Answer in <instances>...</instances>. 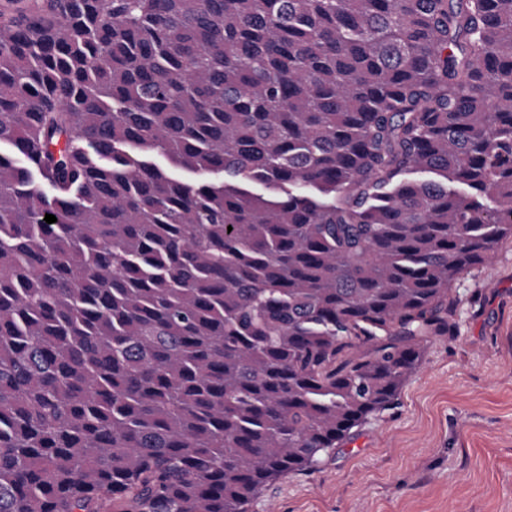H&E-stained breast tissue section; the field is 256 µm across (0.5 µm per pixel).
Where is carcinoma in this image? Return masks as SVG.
I'll use <instances>...</instances> for the list:
<instances>
[{"label":"carcinoma","mask_w":512,"mask_h":512,"mask_svg":"<svg viewBox=\"0 0 512 512\" xmlns=\"http://www.w3.org/2000/svg\"><path fill=\"white\" fill-rule=\"evenodd\" d=\"M2 145L0 512H249L512 243V0L16 6Z\"/></svg>","instance_id":"cac0c4a2"}]
</instances>
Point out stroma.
I'll use <instances>...</instances> for the list:
<instances>
[{
  "label": "stroma",
  "mask_w": 512,
  "mask_h": 512,
  "mask_svg": "<svg viewBox=\"0 0 512 512\" xmlns=\"http://www.w3.org/2000/svg\"><path fill=\"white\" fill-rule=\"evenodd\" d=\"M452 291L455 328L397 402L249 512H512V244Z\"/></svg>",
  "instance_id": "35a3bbf8"
}]
</instances>
